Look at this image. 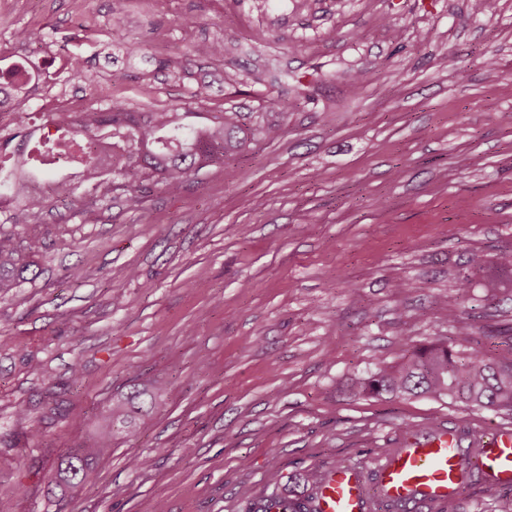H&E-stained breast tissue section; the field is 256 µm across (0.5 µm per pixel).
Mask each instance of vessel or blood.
I'll return each instance as SVG.
<instances>
[{"label":"vessel or blood","mask_w":512,"mask_h":512,"mask_svg":"<svg viewBox=\"0 0 512 512\" xmlns=\"http://www.w3.org/2000/svg\"><path fill=\"white\" fill-rule=\"evenodd\" d=\"M492 487L512 485V426L487 428L480 440L463 444L445 427L425 436L405 429L394 448L377 457L370 472L349 464L325 473L315 512H370L372 498L394 512H434L457 494L471 469Z\"/></svg>","instance_id":"obj_1"}]
</instances>
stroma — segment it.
<instances>
[{
  "instance_id": "35a3bbf8",
  "label": "stroma",
  "mask_w": 512,
  "mask_h": 512,
  "mask_svg": "<svg viewBox=\"0 0 512 512\" xmlns=\"http://www.w3.org/2000/svg\"><path fill=\"white\" fill-rule=\"evenodd\" d=\"M125 47L107 58L113 26ZM22 29L84 59L88 98L141 112L287 111L282 136L190 174L89 198L37 185L15 228L39 276L0 300V501L11 512H261L311 477L370 468L405 426L425 435L512 415L425 398H356L348 377L448 338L446 300L493 358H512V0H0V50ZM222 38L217 59L190 57ZM178 58L181 79L160 71ZM237 73L236 82L224 80ZM94 202L88 224L82 209ZM409 285L397 293L398 282ZM79 378H72V364ZM162 405L69 497L56 462L93 442L132 381ZM279 473V484L267 477ZM447 512H512L472 477Z\"/></svg>"
}]
</instances>
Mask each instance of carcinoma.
Masks as SVG:
<instances>
[{
	"mask_svg": "<svg viewBox=\"0 0 512 512\" xmlns=\"http://www.w3.org/2000/svg\"><path fill=\"white\" fill-rule=\"evenodd\" d=\"M224 43L205 41L191 46L189 55L220 57ZM33 73L26 61L0 67V109L14 112L16 131L0 129V212L15 227L30 223L47 203L43 196L27 194L36 181L35 171L57 165L52 152L55 139L50 129L64 131L63 138L79 148L72 164L79 168L74 179L94 192L109 191L112 174L121 182L117 188L137 206L145 182L178 187L192 172H198L224 158L241 154L253 141L274 140L284 129L288 113L280 119L248 126L238 112H221L205 125L184 123V113L171 110L135 112L122 100L104 109L81 112H48L43 122L32 124L22 106L29 100ZM30 251L19 249L14 234L0 231V299L36 276ZM448 322L456 328V347L436 340L403 354L393 363L379 365L375 372L352 380L356 396L406 399L426 397L465 406L512 413V361L492 363L486 353L472 347L469 326L456 321L448 310ZM158 405L157 396L135 383L109 408L110 427L117 425L132 433L144 423V416ZM113 431L105 432L93 448H72L62 455L50 479L51 492L67 497L83 484L98 460L112 449Z\"/></svg>",
	"mask_w": 512,
	"mask_h": 512,
	"instance_id": "carcinoma-1",
	"label": "carcinoma"
}]
</instances>
